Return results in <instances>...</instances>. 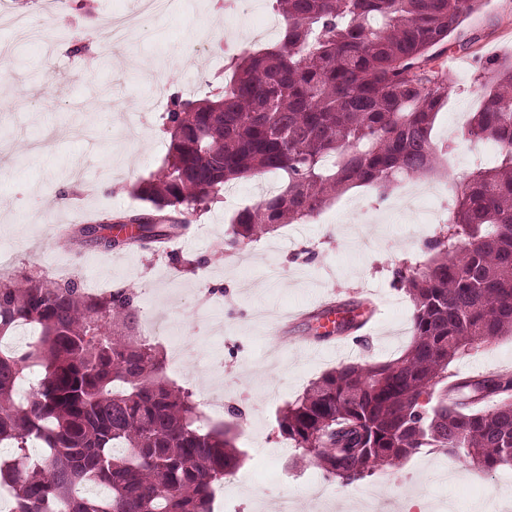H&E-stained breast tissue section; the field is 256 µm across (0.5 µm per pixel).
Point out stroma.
Returning a JSON list of instances; mask_svg holds the SVG:
<instances>
[{
	"mask_svg": "<svg viewBox=\"0 0 512 512\" xmlns=\"http://www.w3.org/2000/svg\"><path fill=\"white\" fill-rule=\"evenodd\" d=\"M90 14L78 0H38L20 7L0 0V38L7 18L21 15L41 27L43 45L22 51L0 78V245L11 250L14 272L56 277L69 270L110 291L134 290L139 326L166 315L187 358L168 380L197 403L214 396L241 408L240 444L247 456L237 469L239 487L217 491L214 512H278L282 499L298 512H352L357 501L378 497L385 512H436L451 500L456 512H512V470L487 473L439 453H419L376 471L351 486L326 479L311 459L299 460L280 436V412L325 372L347 363L398 358L410 341L412 305L393 270L426 258L425 245L439 232L424 212L397 207L399 188L378 198L368 187L349 189L313 218L288 224L225 250L224 238L238 212L254 206L265 187L280 188L281 175L265 173L231 185L233 202L216 199L192 217L189 234L163 247L104 251L58 237L60 226L116 213L146 212L135 193L142 176L165 155L168 138L160 116L171 95L208 97L224 78L229 54L273 46L275 37L254 34L255 18L229 16L215 0H177L171 11L142 28L124 49L99 52L96 64L69 53L80 29L102 31L109 11H130L135 0H97ZM209 41L206 55H184L193 41ZM512 53V0H482L448 41L433 50L436 70L451 74L455 88L440 111L433 138L455 141L434 183L446 194L460 190L475 154L490 144L465 139L462 129L480 104L475 76L481 61ZM150 111L149 124L130 130L131 112ZM282 276L269 282L266 270ZM364 297L379 306L374 319L353 334L316 339L303 312L330 300ZM263 306L270 319L254 320ZM291 319L286 336L277 321ZM458 369L484 375L512 368V337L463 356Z\"/></svg>",
	"mask_w": 512,
	"mask_h": 512,
	"instance_id": "35a3bbf8",
	"label": "stroma"
}]
</instances>
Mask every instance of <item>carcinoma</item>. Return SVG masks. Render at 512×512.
<instances>
[{
    "label": "carcinoma",
    "mask_w": 512,
    "mask_h": 512,
    "mask_svg": "<svg viewBox=\"0 0 512 512\" xmlns=\"http://www.w3.org/2000/svg\"><path fill=\"white\" fill-rule=\"evenodd\" d=\"M481 0H275L285 28L271 47L232 61L213 98H173L162 115L170 136L161 164L137 184L149 212L118 218L137 239H165L234 179L280 172L286 184L242 210L224 246L311 218L352 187L384 196L404 178L437 171L431 138L454 85L429 67ZM486 89L467 123L470 140L498 146L499 161L473 170L448 200L449 222L433 256L395 275L413 307L411 341L387 362L325 373L278 421L302 457L345 486L426 451L512 469V371L478 378L457 359L512 335V56L487 60ZM86 224L106 251L124 245ZM337 331L363 324V304L342 303ZM138 296L118 288L91 296L75 276L0 273V340L20 322L39 344L0 353V488L15 512H213L214 488L243 453L235 421L200 425L192 394L172 386L165 357L135 334ZM39 376L28 398L16 387ZM43 454L33 456L32 444ZM105 484L111 495L79 492Z\"/></svg>",
    "instance_id": "1"
}]
</instances>
